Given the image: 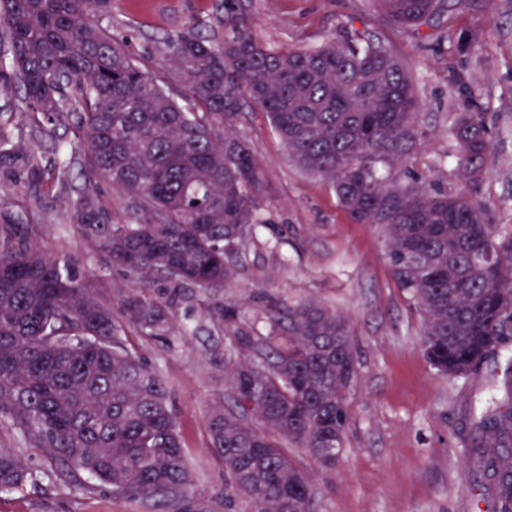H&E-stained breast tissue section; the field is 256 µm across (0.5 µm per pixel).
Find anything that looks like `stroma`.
Listing matches in <instances>:
<instances>
[{
    "label": "stroma",
    "mask_w": 512,
    "mask_h": 512,
    "mask_svg": "<svg viewBox=\"0 0 512 512\" xmlns=\"http://www.w3.org/2000/svg\"><path fill=\"white\" fill-rule=\"evenodd\" d=\"M237 10L255 38L275 49L314 48L343 32L361 30L389 48L411 75L421 110L419 146L403 168L383 166L389 179L410 170L425 183L457 190L449 128L456 103L476 89L495 140V153L474 194L490 223L512 224V0H448L433 26L398 29L377 0H239ZM224 35L222 0H112L109 28L157 83L188 111L195 102L172 77L163 39L188 27ZM473 29L474 53L458 54L446 36ZM20 91L0 89V111L10 114L13 139L25 145L44 176L38 184L1 173L0 208L23 224L37 222V242L69 267L99 303L120 312L133 293H169L162 278L143 281L113 265L71 221V203L94 190L116 224L138 219L131 197L82 175L86 146L75 119L30 126ZM259 163L265 183L264 218L240 259L232 287L191 286L169 308L170 333L157 336L126 326L128 348L166 383L170 406L185 438L190 493L209 512H224V466L210 447L206 421L227 391L224 305L237 299L260 330L269 322L258 294L290 303H314L348 321L358 376L348 398L350 419L336 466L322 467L306 449L285 444L307 475L314 512H499L496 478L481 472L476 447L512 448V433L487 437L486 418L512 413V330L470 374L446 377L428 362L424 318L399 288L384 236L356 224L326 180L299 167L266 113L245 103L230 124ZM60 145L69 164L59 172ZM0 448L13 451L32 474L24 487L0 492V512H174L171 503L112 495L87 474L67 475L42 449L0 418Z\"/></svg>",
    "instance_id": "obj_1"
}]
</instances>
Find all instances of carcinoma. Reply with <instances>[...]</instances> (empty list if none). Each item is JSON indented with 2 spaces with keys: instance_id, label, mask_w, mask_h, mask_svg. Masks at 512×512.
Segmentation results:
<instances>
[{
  "instance_id": "carcinoma-1",
  "label": "carcinoma",
  "mask_w": 512,
  "mask_h": 512,
  "mask_svg": "<svg viewBox=\"0 0 512 512\" xmlns=\"http://www.w3.org/2000/svg\"><path fill=\"white\" fill-rule=\"evenodd\" d=\"M399 27L430 24L443 0H378ZM224 41L191 27L167 39L177 80L205 109L185 111L112 37V0H0V43L29 123L78 114L88 151L85 177L135 198L146 220L114 224L98 196L72 203L81 235L112 262L145 278L232 287L236 258L263 223L264 192L247 145L214 130L250 99L269 116L290 157L329 181L351 220L379 225L400 288L425 320L428 362L446 376L466 375L512 325V227L486 222L466 187L387 183L379 166L401 162L417 144L421 108L412 78L384 45L356 32L312 49L261 45L224 0ZM460 53L475 33L451 34ZM449 134L465 183L476 184L494 151L487 114L468 93ZM0 169L42 172L13 143L0 116ZM36 225L0 211V417L70 468L118 496L206 512L188 498L191 473L163 380L125 344L112 309L96 303L61 262L39 247ZM172 300L126 297V323L169 330ZM259 335L237 303L224 306L233 363V405L207 419L210 445L229 480L224 501L250 512H312L307 475L281 441L308 450L323 466L339 460L356 378L345 318L312 303L268 307ZM263 353L256 363L249 353ZM497 477L502 512H512V450L479 451ZM31 473L0 448V490Z\"/></svg>"
}]
</instances>
